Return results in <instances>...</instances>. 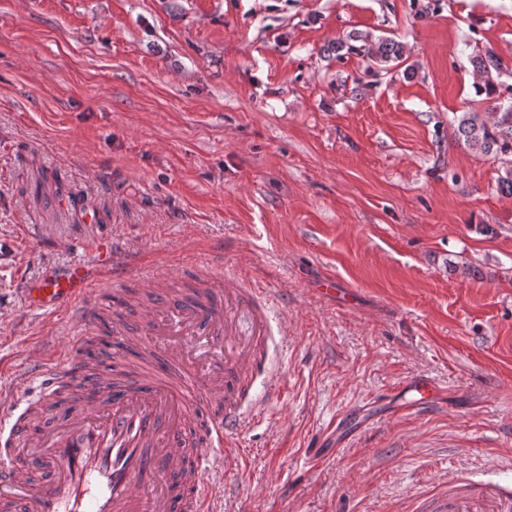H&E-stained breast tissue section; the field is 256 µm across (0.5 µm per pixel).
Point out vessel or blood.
Returning <instances> with one entry per match:
<instances>
[{"instance_id":"b4317fda","label":"vessel or blood","mask_w":512,"mask_h":512,"mask_svg":"<svg viewBox=\"0 0 512 512\" xmlns=\"http://www.w3.org/2000/svg\"><path fill=\"white\" fill-rule=\"evenodd\" d=\"M111 288H93L82 265L51 270L28 284L27 305L65 314L72 328L54 353L32 351L38 396L0 413V512H213L207 471L238 459L246 419L278 396L270 357L285 322L269 290L243 274L197 266L190 288L173 293L149 277L152 302L135 324L121 315L127 257L100 249ZM115 368L94 381L82 353L104 303ZM261 393L250 394L254 380ZM443 397L428 379L406 381L398 408L421 411ZM415 512H512V488L464 478L420 497Z\"/></svg>"}]
</instances>
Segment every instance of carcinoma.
I'll return each mask as SVG.
<instances>
[{
    "label": "carcinoma",
    "instance_id": "1",
    "mask_svg": "<svg viewBox=\"0 0 512 512\" xmlns=\"http://www.w3.org/2000/svg\"><path fill=\"white\" fill-rule=\"evenodd\" d=\"M400 43L383 39L372 53L371 61L380 65L402 58ZM478 81L474 83L475 93L487 100L497 101L512 95V85L500 81L504 74H511L509 64L491 50L474 51L469 57ZM456 137L470 149L491 157H512V107L494 112L486 119L478 112H464L454 118Z\"/></svg>",
    "mask_w": 512,
    "mask_h": 512
}]
</instances>
